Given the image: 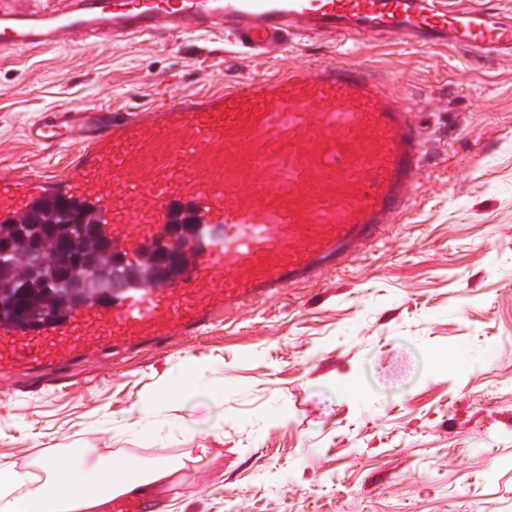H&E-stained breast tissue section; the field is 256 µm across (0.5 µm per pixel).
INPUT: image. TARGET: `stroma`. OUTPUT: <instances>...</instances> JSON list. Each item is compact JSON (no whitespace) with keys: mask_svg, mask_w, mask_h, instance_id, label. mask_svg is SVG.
Masks as SVG:
<instances>
[{"mask_svg":"<svg viewBox=\"0 0 512 512\" xmlns=\"http://www.w3.org/2000/svg\"><path fill=\"white\" fill-rule=\"evenodd\" d=\"M346 60L386 77L440 150L388 241L207 335L11 379L0 465L161 448L185 463L172 512H512V58L372 36ZM262 68L218 33L0 53V168L64 166L67 149L25 138L47 109L147 108ZM197 367L200 393L130 430Z\"/></svg>","mask_w":512,"mask_h":512,"instance_id":"35a3bbf8","label":"stroma"}]
</instances>
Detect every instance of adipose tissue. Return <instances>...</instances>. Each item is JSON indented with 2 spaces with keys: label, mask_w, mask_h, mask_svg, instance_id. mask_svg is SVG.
I'll list each match as a JSON object with an SVG mask.
<instances>
[{
  "label": "adipose tissue",
  "mask_w": 512,
  "mask_h": 512,
  "mask_svg": "<svg viewBox=\"0 0 512 512\" xmlns=\"http://www.w3.org/2000/svg\"><path fill=\"white\" fill-rule=\"evenodd\" d=\"M183 469V462L158 457L119 470L98 449L73 448L66 457L41 459L33 471L1 467L0 512H100L116 496L156 503Z\"/></svg>",
  "instance_id": "adipose-tissue-1"
}]
</instances>
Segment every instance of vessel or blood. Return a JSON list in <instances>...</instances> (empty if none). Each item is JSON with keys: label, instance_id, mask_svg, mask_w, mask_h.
<instances>
[{"label": "vessel or blood", "instance_id": "vessel-or-blood-1", "mask_svg": "<svg viewBox=\"0 0 512 512\" xmlns=\"http://www.w3.org/2000/svg\"><path fill=\"white\" fill-rule=\"evenodd\" d=\"M232 34L272 56L293 37L353 42L397 36L446 45L468 60L512 56V18L472 0H0V51L203 32ZM34 144L70 147L66 171L0 172V224L49 199L93 209L100 234L141 261L181 213L197 228L178 275L135 280L103 299L36 320H0V374L59 373L111 349L164 348L318 280L381 241L428 170L422 126L372 68L324 61L275 67L181 92L150 108L42 112Z\"/></svg>", "mask_w": 512, "mask_h": 512}]
</instances>
